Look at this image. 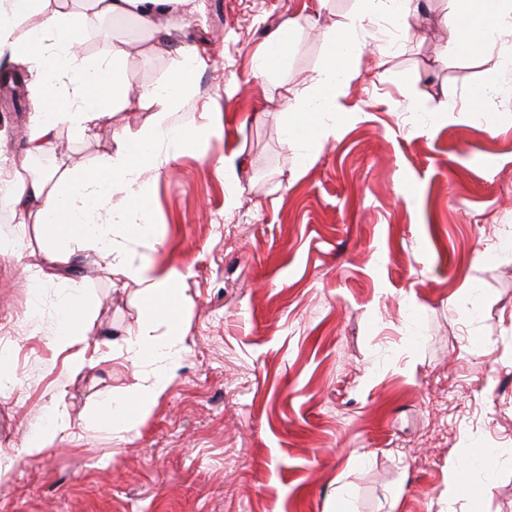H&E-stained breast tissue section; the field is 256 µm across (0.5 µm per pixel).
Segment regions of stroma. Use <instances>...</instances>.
Returning <instances> with one entry per match:
<instances>
[{"label":"stroma","mask_w":512,"mask_h":512,"mask_svg":"<svg viewBox=\"0 0 512 512\" xmlns=\"http://www.w3.org/2000/svg\"><path fill=\"white\" fill-rule=\"evenodd\" d=\"M419 18L379 12L375 50L350 76L336 136L315 154L284 102L311 90L327 54L297 36L282 66L253 71L280 21L318 14L337 28L357 0H196L159 54L134 19L87 18L86 54L130 42L125 68L161 86L196 48L204 60L175 123L211 137L152 180V237L137 257L181 280L186 308L168 388L124 435L98 425L106 401L150 370L128 341L146 309L108 265L76 284L94 302L87 365L51 340L58 284L28 234L0 253V512H512V97L478 112L473 91L497 54H449L448 0ZM454 104L453 117L441 116ZM36 101L0 81V166L33 168ZM149 109L89 137L61 128L48 168L94 166L115 129L136 136ZM242 161L224 175L231 154ZM66 419L53 448L25 438ZM474 491L448 498L452 466Z\"/></svg>","instance_id":"obj_1"}]
</instances>
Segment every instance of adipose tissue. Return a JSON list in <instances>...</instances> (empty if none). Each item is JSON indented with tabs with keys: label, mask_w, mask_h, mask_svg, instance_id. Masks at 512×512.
I'll return each instance as SVG.
<instances>
[{
	"label": "adipose tissue",
	"mask_w": 512,
	"mask_h": 512,
	"mask_svg": "<svg viewBox=\"0 0 512 512\" xmlns=\"http://www.w3.org/2000/svg\"><path fill=\"white\" fill-rule=\"evenodd\" d=\"M185 0H91L99 13L115 19L135 18L157 39H165L182 23ZM361 5L339 29L322 31L326 62L314 78L311 95L289 97L287 111L308 117L302 138L309 149L336 135V114L350 65L366 45L358 38L365 22L376 13L375 0ZM446 49L457 54L484 52L512 37V0H448ZM37 25L27 26L31 15ZM83 21L67 10L66 0H0V58L27 65L36 72L38 110L28 135V152L44 154L60 127L90 135L119 112L151 107L152 113L137 138L118 133L114 148L92 169L74 165L47 173L11 178L6 198L21 218L33 219L44 244L46 263L29 281L40 288L62 272H78L92 255L109 257L112 276L140 285L150 318L131 344L133 358L161 361L126 399L107 404L101 423L117 433L129 432L130 411L144 413L167 388L180 343L185 295L171 277L153 275L136 260L126 244L149 235L151 207L149 176H161L181 152L207 140V125L175 127L194 81V68L178 66L163 88L145 87L130 94L131 79L124 67L126 43L113 44L107 55L91 58L82 46ZM93 324L92 302L84 294L63 299L54 329V342L72 350L71 368L85 366L76 345L85 342Z\"/></svg>",
	"instance_id": "adipose-tissue-1"
}]
</instances>
